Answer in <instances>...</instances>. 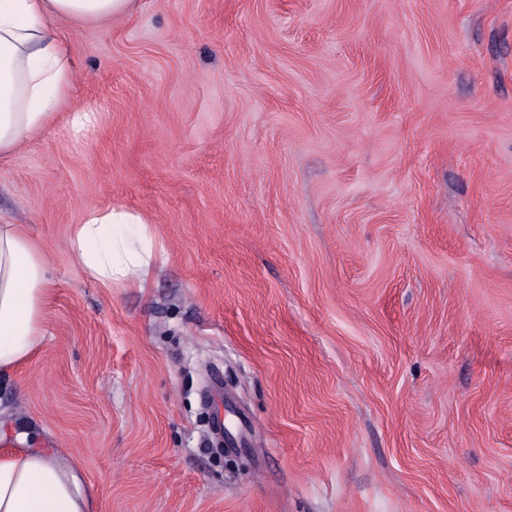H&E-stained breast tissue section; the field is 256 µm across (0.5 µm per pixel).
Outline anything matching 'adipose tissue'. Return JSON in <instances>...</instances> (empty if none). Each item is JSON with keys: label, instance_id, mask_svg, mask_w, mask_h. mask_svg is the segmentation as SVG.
Returning <instances> with one entry per match:
<instances>
[{"label": "adipose tissue", "instance_id": "obj_1", "mask_svg": "<svg viewBox=\"0 0 512 512\" xmlns=\"http://www.w3.org/2000/svg\"><path fill=\"white\" fill-rule=\"evenodd\" d=\"M139 0H0V157L15 154L55 119L75 67L58 24L104 23L137 10ZM69 249L103 287L146 283L153 240L139 212L89 209L73 225ZM51 298L42 246L26 225L0 224V373L42 344ZM72 460L49 451L0 448V512H91Z\"/></svg>", "mask_w": 512, "mask_h": 512}]
</instances>
